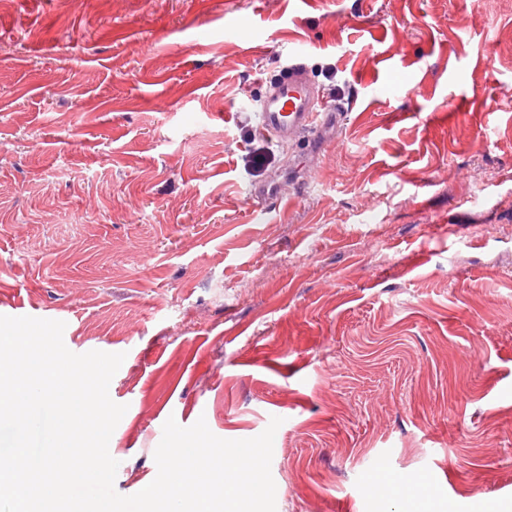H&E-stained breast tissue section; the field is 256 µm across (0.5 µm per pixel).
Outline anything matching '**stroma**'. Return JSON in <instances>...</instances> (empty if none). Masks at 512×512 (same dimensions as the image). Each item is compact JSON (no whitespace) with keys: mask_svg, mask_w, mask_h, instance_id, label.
Here are the masks:
<instances>
[{"mask_svg":"<svg viewBox=\"0 0 512 512\" xmlns=\"http://www.w3.org/2000/svg\"><path fill=\"white\" fill-rule=\"evenodd\" d=\"M300 48L342 125L252 137ZM0 315L125 353L118 494L276 416V512H512V0H0Z\"/></svg>","mask_w":512,"mask_h":512,"instance_id":"35a3bbf8","label":"stroma"}]
</instances>
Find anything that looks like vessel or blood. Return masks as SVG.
<instances>
[{
    "instance_id": "b4317fda",
    "label": "vessel or blood",
    "mask_w": 512,
    "mask_h": 512,
    "mask_svg": "<svg viewBox=\"0 0 512 512\" xmlns=\"http://www.w3.org/2000/svg\"><path fill=\"white\" fill-rule=\"evenodd\" d=\"M258 110V135L288 145L336 121L334 106L328 105L307 66L297 59L268 85Z\"/></svg>"
}]
</instances>
